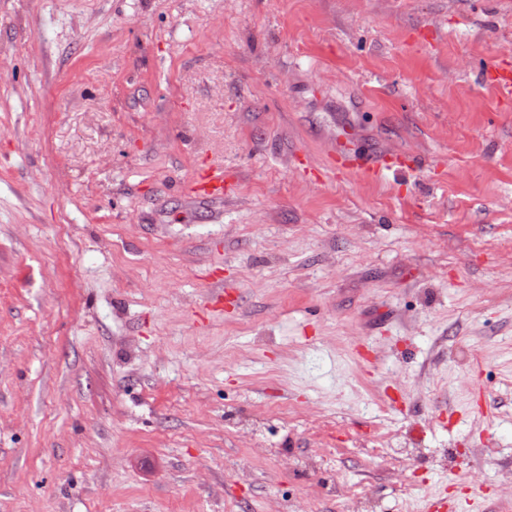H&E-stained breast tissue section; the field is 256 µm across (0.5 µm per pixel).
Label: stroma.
<instances>
[{
    "mask_svg": "<svg viewBox=\"0 0 512 512\" xmlns=\"http://www.w3.org/2000/svg\"><path fill=\"white\" fill-rule=\"evenodd\" d=\"M503 60L512 0H0V512H512ZM484 81L503 100L512 99V64L510 62H503L489 69L485 73ZM332 165L328 166L329 170L336 173L346 174L356 173L363 178H377L383 169H404L411 167V160L404 155H397L395 158L387 153L370 156L369 154L361 155L352 151L344 142H339L336 151L331 154ZM194 190L199 196L224 198V168L206 166L198 173Z\"/></svg>",
    "mask_w": 512,
    "mask_h": 512,
    "instance_id": "1",
    "label": "stroma"
}]
</instances>
